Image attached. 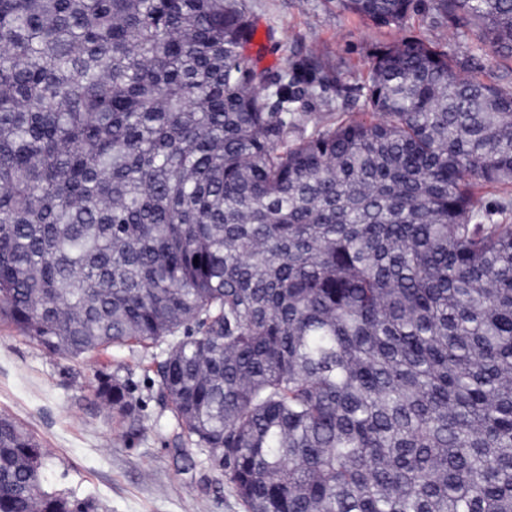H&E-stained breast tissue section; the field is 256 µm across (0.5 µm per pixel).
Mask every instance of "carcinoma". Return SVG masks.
<instances>
[{
  "mask_svg": "<svg viewBox=\"0 0 512 512\" xmlns=\"http://www.w3.org/2000/svg\"><path fill=\"white\" fill-rule=\"evenodd\" d=\"M435 2L512 59V0ZM255 35L245 0H0V321L165 345L158 400L246 512H512V224L472 191L512 185V93L404 39L374 119L282 151L305 88L256 83ZM43 457L0 415V512H86Z\"/></svg>",
  "mask_w": 512,
  "mask_h": 512,
  "instance_id": "cac0c4a2",
  "label": "carcinoma"
}]
</instances>
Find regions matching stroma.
<instances>
[{"label": "stroma", "mask_w": 512, "mask_h": 512, "mask_svg": "<svg viewBox=\"0 0 512 512\" xmlns=\"http://www.w3.org/2000/svg\"><path fill=\"white\" fill-rule=\"evenodd\" d=\"M257 28L244 54L268 75L296 72L316 97L288 118L296 143L338 117L362 115L363 85L376 47L417 38L443 47L464 72L512 91V61L487 55L474 34L419 0L402 26H381L337 0H246ZM159 350L116 348L73 359L46 351L0 323V415L30 432L45 453L42 482L93 512H244L227 477L209 471L197 449L178 448L169 412L157 399ZM119 372L140 408V424L118 425L94 395L100 375Z\"/></svg>", "instance_id": "35a3bbf8"}]
</instances>
